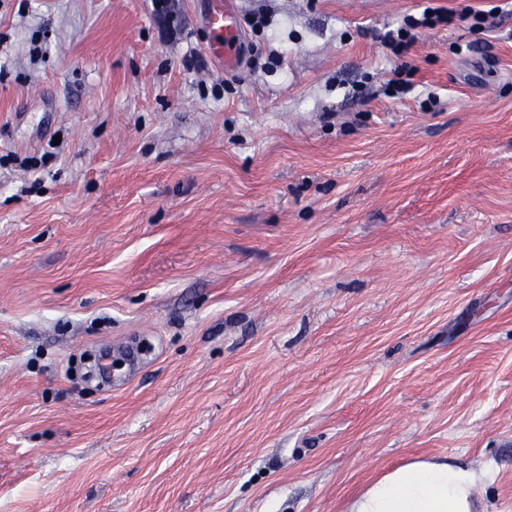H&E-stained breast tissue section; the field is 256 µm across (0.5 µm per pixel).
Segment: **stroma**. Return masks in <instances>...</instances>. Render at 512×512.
I'll return each instance as SVG.
<instances>
[{
    "instance_id": "35a3bbf8",
    "label": "stroma",
    "mask_w": 512,
    "mask_h": 512,
    "mask_svg": "<svg viewBox=\"0 0 512 512\" xmlns=\"http://www.w3.org/2000/svg\"><path fill=\"white\" fill-rule=\"evenodd\" d=\"M502 3L236 0L229 71L202 0H0V512H346L423 457L512 512ZM442 10L433 7H425L422 11V19L409 18L405 22V27L396 30H387L383 35L379 36L382 43L387 44L395 51H400L407 47L408 41L406 39L410 36V31L419 27L433 26L437 21H440Z\"/></svg>"
}]
</instances>
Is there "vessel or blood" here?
<instances>
[{"instance_id": "vessel-or-blood-1", "label": "vessel or blood", "mask_w": 512, "mask_h": 512, "mask_svg": "<svg viewBox=\"0 0 512 512\" xmlns=\"http://www.w3.org/2000/svg\"><path fill=\"white\" fill-rule=\"evenodd\" d=\"M202 22L209 32L206 54L224 68L237 67L243 36L232 0H206Z\"/></svg>"}]
</instances>
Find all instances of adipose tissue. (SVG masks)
Masks as SVG:
<instances>
[{
    "label": "adipose tissue",
    "mask_w": 512,
    "mask_h": 512,
    "mask_svg": "<svg viewBox=\"0 0 512 512\" xmlns=\"http://www.w3.org/2000/svg\"><path fill=\"white\" fill-rule=\"evenodd\" d=\"M491 479L487 471L418 458L368 483L348 512H487L475 489Z\"/></svg>",
    "instance_id": "obj_1"
}]
</instances>
